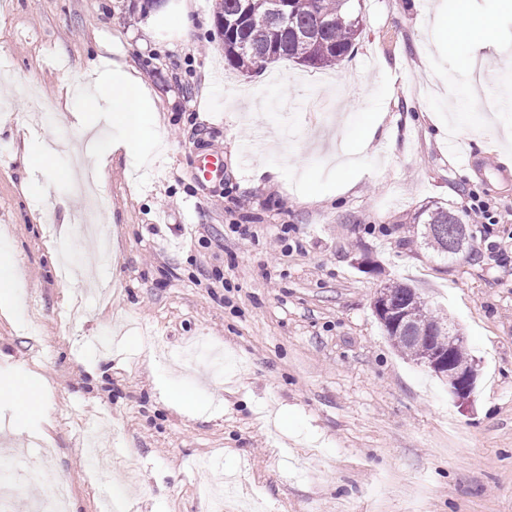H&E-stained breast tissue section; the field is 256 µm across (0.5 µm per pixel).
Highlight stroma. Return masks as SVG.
Listing matches in <instances>:
<instances>
[{
  "label": "stroma",
  "mask_w": 512,
  "mask_h": 512,
  "mask_svg": "<svg viewBox=\"0 0 512 512\" xmlns=\"http://www.w3.org/2000/svg\"><path fill=\"white\" fill-rule=\"evenodd\" d=\"M219 2L0 0V247L23 282L0 310V379L37 376L47 408L26 430L0 402V449L39 454L11 512L50 493L44 465L71 489L67 512L111 498L206 512L223 475L237 512H512V102L485 80L498 114L477 108V132L452 123L446 88L468 94L472 47L443 54L429 32L461 0H353L362 25L341 65L247 74L224 65ZM100 59L141 79L166 146L96 172L110 242L96 261L78 194H34L21 157L76 140L75 101L95 82L75 64ZM370 111L383 121L359 170L328 176L330 138ZM205 152L225 173L204 187ZM474 194L495 222L447 261L416 216ZM389 280L464 331L468 407L386 335L372 303ZM196 178L202 186L224 179V159L219 153H205L197 160Z\"/></svg>",
  "instance_id": "1"
}]
</instances>
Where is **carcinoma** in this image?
<instances>
[{
  "instance_id": "1",
  "label": "carcinoma",
  "mask_w": 512,
  "mask_h": 512,
  "mask_svg": "<svg viewBox=\"0 0 512 512\" xmlns=\"http://www.w3.org/2000/svg\"><path fill=\"white\" fill-rule=\"evenodd\" d=\"M348 2L284 0L288 23L280 26L272 11L273 0H220L216 23L241 19L238 28H224V65L240 72L280 59L316 69L340 65L350 55L360 29L359 17L346 10ZM424 214V223L435 226L432 243L454 256L449 246L465 223L464 212L438 207ZM389 288L399 304L412 309L413 316L404 335L389 334L396 348L414 361L429 350H439L450 353L456 366L474 364L465 345L450 346L448 337L433 335L448 321L430 309L415 288L398 282Z\"/></svg>"
}]
</instances>
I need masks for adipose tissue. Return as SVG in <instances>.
Instances as JSON below:
<instances>
[{
  "label": "adipose tissue",
  "mask_w": 512,
  "mask_h": 512,
  "mask_svg": "<svg viewBox=\"0 0 512 512\" xmlns=\"http://www.w3.org/2000/svg\"><path fill=\"white\" fill-rule=\"evenodd\" d=\"M489 23L479 13L464 10L457 14L438 11L435 25L430 32L434 43L445 52L455 53L464 43L491 47L493 58L501 70H512V54L506 53L503 40H490ZM84 112L104 116L110 127L120 129L117 138L105 137L95 141V158L106 163L112 154L123 153L132 160H145L160 142L153 136L154 123L152 100L143 84L122 67H114L112 80L103 88L102 99H88L83 103ZM54 144L37 143L23 159L24 166L33 173L49 174L55 185H67L73 180L71 165L57 162ZM0 400L11 402L20 422L27 423L44 414L43 388L39 381L24 376L10 378L0 384Z\"/></svg>",
  "instance_id": "1"
}]
</instances>
